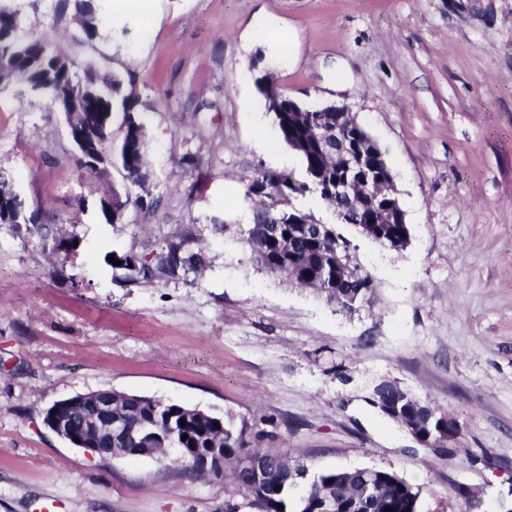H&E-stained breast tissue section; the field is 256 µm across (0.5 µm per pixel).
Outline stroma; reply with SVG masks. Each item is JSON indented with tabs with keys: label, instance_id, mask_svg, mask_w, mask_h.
I'll list each match as a JSON object with an SVG mask.
<instances>
[{
	"label": "stroma",
	"instance_id": "1",
	"mask_svg": "<svg viewBox=\"0 0 512 512\" xmlns=\"http://www.w3.org/2000/svg\"><path fill=\"white\" fill-rule=\"evenodd\" d=\"M0 1L21 37L124 77L158 200L106 223L119 167L79 177L63 114L0 93V176L53 228L0 224V512H224L223 482L103 459L45 425L56 400L99 389L233 416L311 478L396 471L421 512L512 503V0H93L90 41L56 0ZM267 67L307 105L347 103L392 169L404 251L336 224L375 283L355 312L244 243L246 179L306 178L256 89ZM180 241L203 270L128 282L105 261ZM386 381L459 436L431 448L382 416L367 399Z\"/></svg>",
	"mask_w": 512,
	"mask_h": 512
}]
</instances>
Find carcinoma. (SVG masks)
Masks as SVG:
<instances>
[{"mask_svg":"<svg viewBox=\"0 0 512 512\" xmlns=\"http://www.w3.org/2000/svg\"><path fill=\"white\" fill-rule=\"evenodd\" d=\"M60 12H73L80 19L89 37L96 35L97 25L89 0H60ZM18 12L0 5V87L13 86L22 93L39 95L50 103L61 96L77 98L85 115L100 121H112L114 106L121 105L124 114L120 144L123 183L121 190H112V213H102L108 224H119L125 210L133 206L141 212L155 209L157 199L145 195L149 180L145 165L146 126L137 109L136 100L122 94L123 78L110 75L112 91L89 95L80 82L54 58L42 53V40L24 41L18 51ZM267 109L282 141L294 150L305 167L306 180L299 181L290 173L259 170L247 178L244 197L252 204L253 224L246 243L253 260L266 272L283 277L303 287L313 289L327 303L342 312L352 313L375 288L371 275L356 261L350 241L336 233L332 224H324L309 213L288 205L285 197H297L309 192L314 182L328 190L344 174L328 168L319 148L308 137L309 128L321 116L317 112H290L288 100L280 86L271 83L269 72L256 79ZM374 215L365 210L360 215L362 225L372 232L362 235L385 248L402 251L409 243V228L395 221L373 223ZM128 280L164 279L175 277L202 265L199 253H186L183 243H170L165 250L148 261L132 255L116 256ZM87 394L55 401L44 416V423L53 428L52 413L61 409L75 437L65 440L84 448H126L118 439L93 438L82 429L91 412ZM372 405L391 417L390 407L398 408L396 422L425 446L439 448L446 444L448 420L444 414H430L429 405L389 382L378 384L372 393ZM112 407L131 426L147 425L152 437L143 444L155 456L170 448L179 449L174 463L186 479L207 477L224 481L226 498L224 512H239L235 497L240 496L255 512H320L325 501L336 504V512H420V488L396 472L380 468L334 470L318 474L303 495L294 497L293 490L306 468L293 463L286 450L263 451L251 445L245 427H237L234 418L216 416L184 406L165 403L141 396L130 399L122 392H112ZM185 424H180V421ZM187 439H182V436ZM224 449L223 472H209L201 458L202 448ZM283 508H278V505Z\"/></svg>","mask_w":512,"mask_h":512,"instance_id":"cac0c4a2","label":"carcinoma"}]
</instances>
